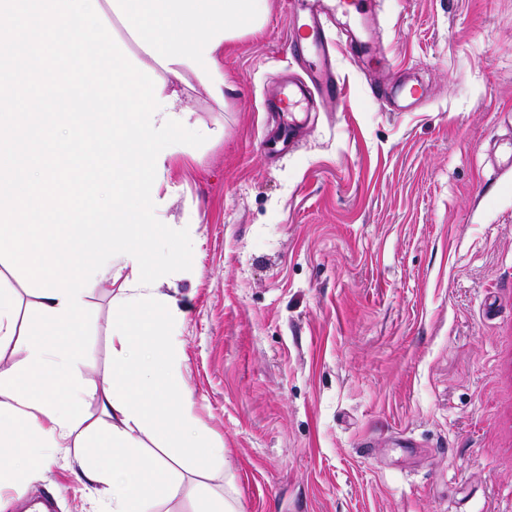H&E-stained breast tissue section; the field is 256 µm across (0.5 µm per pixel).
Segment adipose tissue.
Here are the masks:
<instances>
[{
    "mask_svg": "<svg viewBox=\"0 0 512 512\" xmlns=\"http://www.w3.org/2000/svg\"><path fill=\"white\" fill-rule=\"evenodd\" d=\"M266 0H0V252L36 284L37 318L20 321L14 293L0 289V347L13 346L25 370L53 369L61 387L28 388L22 373L0 372V489L21 490L37 476L45 449H103L82 470L103 512H149L178 493L175 467L211 472L224 458L192 416L178 373L181 354L162 343L159 324L175 323V301L155 292L150 262L158 211L174 186L167 161L207 137L191 124L184 84L194 76L215 99L224 97L221 60L231 39L259 30ZM120 26L153 60L136 65L116 47ZM35 75L32 89L13 78ZM112 98L122 99L109 107ZM70 135L43 146L47 129ZM112 199L98 204L101 193ZM61 216L39 224V214ZM106 230L88 235L87 224ZM117 283L112 299V386L81 376L75 329L93 284ZM159 383L160 400L145 401L133 383ZM97 402L103 420L87 422ZM158 433L176 452L142 450Z\"/></svg>",
    "mask_w": 512,
    "mask_h": 512,
    "instance_id": "obj_1",
    "label": "adipose tissue"
}]
</instances>
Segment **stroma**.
I'll use <instances>...</instances> for the list:
<instances>
[{
    "label": "stroma",
    "mask_w": 512,
    "mask_h": 512,
    "mask_svg": "<svg viewBox=\"0 0 512 512\" xmlns=\"http://www.w3.org/2000/svg\"><path fill=\"white\" fill-rule=\"evenodd\" d=\"M286 0L224 51V99L186 107L211 137L168 176L154 262L192 413L224 446L152 512H512V0H382L336 52L344 111L264 109L290 56ZM428 101L371 91L384 57ZM111 282L88 295L83 378L112 380ZM49 448L15 501L97 512Z\"/></svg>",
    "instance_id": "1"
}]
</instances>
